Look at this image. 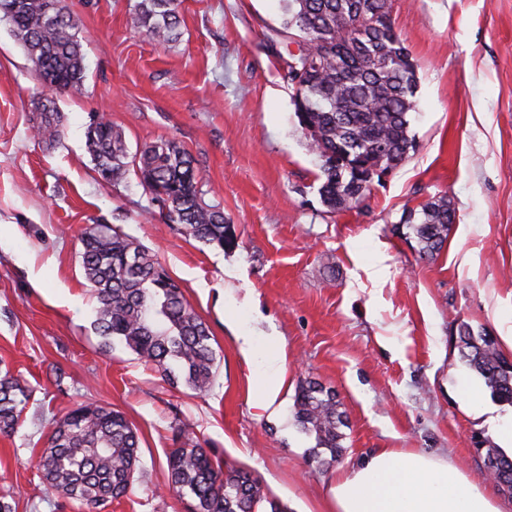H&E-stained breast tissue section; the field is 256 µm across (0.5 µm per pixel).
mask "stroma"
Returning <instances> with one entry per match:
<instances>
[{
	"label": "stroma",
	"mask_w": 512,
	"mask_h": 512,
	"mask_svg": "<svg viewBox=\"0 0 512 512\" xmlns=\"http://www.w3.org/2000/svg\"><path fill=\"white\" fill-rule=\"evenodd\" d=\"M64 2L83 24L86 92L56 94L64 136L51 148L31 134L44 88L0 21V370L33 390L22 426L0 435V496L15 512H73L46 493L36 461L52 420L86 401L123 412L140 436L132 493L101 512H186L165 487L182 428L285 512H331L338 472L382 448L438 455L485 481L473 449L496 444L512 405L461 360L456 336L461 321L496 336L512 324V0H392L417 64L415 148L359 208L336 213L279 76V0H183L182 35L166 47L128 26L137 0ZM101 116L130 150L160 139L188 150L234 245L169 223L136 172L103 180L86 148ZM445 190L457 219L427 258L405 218ZM95 224L147 247L209 326L217 377L206 395L96 333L79 257ZM240 332L284 350V379L241 358ZM306 379L333 388L345 416V454L320 472L308 464L316 440L293 418ZM265 390L272 405L258 401Z\"/></svg>",
	"instance_id": "obj_1"
}]
</instances>
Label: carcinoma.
<instances>
[{
    "mask_svg": "<svg viewBox=\"0 0 512 512\" xmlns=\"http://www.w3.org/2000/svg\"><path fill=\"white\" fill-rule=\"evenodd\" d=\"M280 36L306 43L288 53L282 80L297 91L295 113L309 149L321 161L319 193L331 212L358 207L370 194L376 167L396 169L414 147L409 114L417 84L416 65L393 30L391 0H280ZM181 0H139L130 25L158 45L180 39ZM0 12L23 46L42 84L56 92L83 93L85 55L81 19L63 0H0ZM51 95L38 102L33 125L38 140L53 145L64 130ZM87 132L86 147L101 177L120 183L137 167L141 183L167 211L168 221L188 235L222 248L233 242L224 208L204 200L195 158L173 140H158L130 153L123 132L101 117ZM419 253L439 252L456 223L451 196L443 193L410 212L406 219ZM81 267L96 298L94 326L109 345L124 344L153 365L165 381L183 380L197 394L207 393L217 370V354L206 323L188 304L182 288L151 251L111 224H95L84 234ZM461 358L484 381L494 398L512 404V360L490 333L462 322L457 326ZM32 391L10 371L0 372V434L22 424ZM301 432L313 435L314 469L341 461L339 432L344 424L336 393L306 380L293 406ZM494 482L512 483V459L495 447L478 449ZM167 485L192 500L191 512H257L269 499L261 481L248 471L223 469L213 452L182 434L168 451ZM140 466L136 427L119 410L88 402L51 423L37 467L46 491L78 503L80 512L126 497Z\"/></svg>",
    "mask_w": 512,
    "mask_h": 512,
    "instance_id": "cac0c4a2",
    "label": "carcinoma"
}]
</instances>
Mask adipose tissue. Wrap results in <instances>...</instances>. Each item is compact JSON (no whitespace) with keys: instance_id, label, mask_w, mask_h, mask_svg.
<instances>
[{"instance_id":"adipose-tissue-1","label":"adipose tissue","mask_w":512,"mask_h":512,"mask_svg":"<svg viewBox=\"0 0 512 512\" xmlns=\"http://www.w3.org/2000/svg\"><path fill=\"white\" fill-rule=\"evenodd\" d=\"M335 512H501L458 466L418 451L383 448L336 477Z\"/></svg>"}]
</instances>
